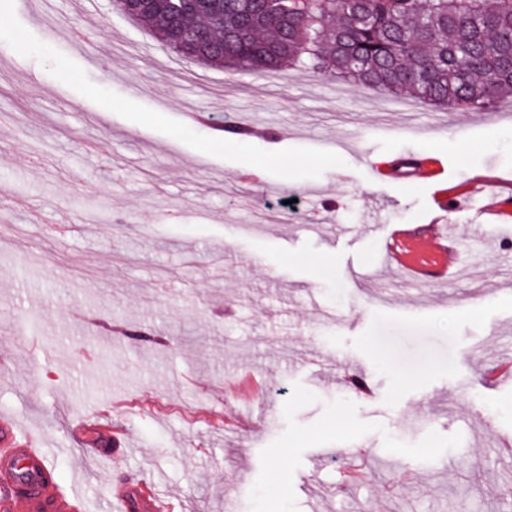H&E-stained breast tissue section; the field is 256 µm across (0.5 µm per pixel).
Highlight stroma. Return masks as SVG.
Segmentation results:
<instances>
[{
    "label": "stroma",
    "instance_id": "1",
    "mask_svg": "<svg viewBox=\"0 0 512 512\" xmlns=\"http://www.w3.org/2000/svg\"><path fill=\"white\" fill-rule=\"evenodd\" d=\"M403 105L187 60L110 0H0V413L87 512L130 480L183 512H512V100ZM236 117L251 138L219 136ZM410 153L444 179L376 173ZM377 224L450 225L458 275L400 280ZM107 409L137 452L84 467Z\"/></svg>",
    "mask_w": 512,
    "mask_h": 512
}]
</instances>
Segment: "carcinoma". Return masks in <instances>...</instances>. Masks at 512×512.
Wrapping results in <instances>:
<instances>
[{
  "label": "carcinoma",
  "mask_w": 512,
  "mask_h": 512,
  "mask_svg": "<svg viewBox=\"0 0 512 512\" xmlns=\"http://www.w3.org/2000/svg\"><path fill=\"white\" fill-rule=\"evenodd\" d=\"M113 6L181 54L233 71L292 63L450 111L512 98L507 0H206Z\"/></svg>",
  "instance_id": "obj_1"
}]
</instances>
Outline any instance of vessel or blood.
<instances>
[{
	"mask_svg": "<svg viewBox=\"0 0 512 512\" xmlns=\"http://www.w3.org/2000/svg\"><path fill=\"white\" fill-rule=\"evenodd\" d=\"M430 173L427 158L414 154L393 160L380 174L389 179L424 178ZM442 225L432 227V252H425L421 238L395 234L385 241L392 261L428 275L446 273L453 259L442 247ZM109 500L112 512H177V505L154 485L132 481L113 485ZM0 512H85L83 496L75 488L55 480L41 438L25 430L16 416L0 414Z\"/></svg>",
	"mask_w": 512,
	"mask_h": 512,
	"instance_id": "b4317fda",
	"label": "vessel or blood"
}]
</instances>
